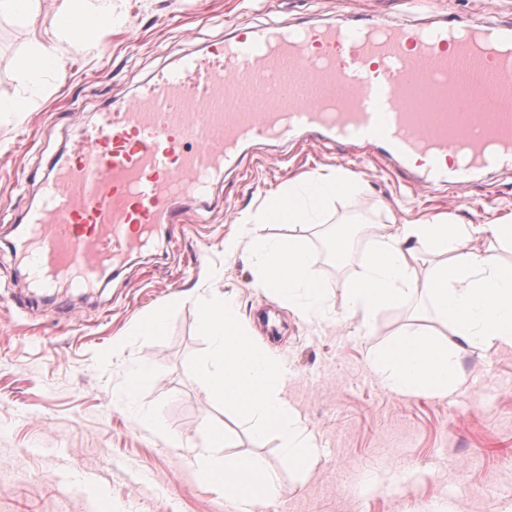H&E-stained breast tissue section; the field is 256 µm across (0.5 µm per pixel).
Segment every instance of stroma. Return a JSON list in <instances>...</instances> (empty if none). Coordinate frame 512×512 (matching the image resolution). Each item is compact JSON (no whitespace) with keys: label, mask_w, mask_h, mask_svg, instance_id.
Listing matches in <instances>:
<instances>
[{"label":"stroma","mask_w":512,"mask_h":512,"mask_svg":"<svg viewBox=\"0 0 512 512\" xmlns=\"http://www.w3.org/2000/svg\"><path fill=\"white\" fill-rule=\"evenodd\" d=\"M122 26L100 36L96 55L69 54L46 78L37 107L21 122H0V512H236L222 492L188 465L205 423L222 426L228 454L252 453L279 471L280 498L263 512H497L512 505V347L469 348L459 356L463 382L451 395L399 396L370 366L373 351L405 329L439 340L449 326L421 294L375 315L352 317L342 281L357 276L374 242L394 225L439 215L486 224L512 214V172L484 170L462 189L423 187L358 143L330 136L243 147L236 169L189 200L148 251L115 276L66 301L31 294L11 243L15 219L38 204L40 183L99 112L125 103L159 71L176 68L239 30L313 23L358 25L405 19L438 25L495 17L512 27V0H124ZM30 35L0 21V93L20 88L17 60ZM355 177L329 202L321 224L301 229L310 251L326 230L349 223L352 252L342 272L320 269L327 317L307 318L256 288L257 260L241 240V213L303 176ZM240 239L235 255L224 242ZM234 295L257 343L276 350L288 371V398L320 450L308 477L284 466L275 437L255 438L220 408L189 371L207 343L194 304H178L166 339L128 342L135 326L175 294L197 286ZM113 355L99 368L96 355ZM151 363L140 410L167 436L136 425L112 393L136 362Z\"/></svg>","instance_id":"stroma-1"}]
</instances>
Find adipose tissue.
Returning a JSON list of instances; mask_svg holds the SVG:
<instances>
[{
  "label": "adipose tissue",
  "instance_id": "obj_1",
  "mask_svg": "<svg viewBox=\"0 0 512 512\" xmlns=\"http://www.w3.org/2000/svg\"><path fill=\"white\" fill-rule=\"evenodd\" d=\"M42 10L43 0H0V17L21 29L43 32L31 42L23 63V94L0 97L1 117L22 119L40 98L45 77L62 70L64 49L95 51L101 32L123 21L121 0H55L52 22L46 29L39 26ZM302 184V191L269 197L255 217L243 219L241 228L260 260L256 287L276 291L289 307L320 319L325 287L317 275L314 254L299 236L269 239L261 235L260 228L265 224H315L320 202L350 191L352 184L331 172L305 177ZM485 235L512 244V216L493 224H454L443 218L399 224L375 242L363 271L344 282L350 309L362 319L423 292L452 330L445 344L404 330L374 351L370 364L390 391L403 396L450 395L461 383L460 352L476 346H512V264L495 253L472 248V241ZM418 253L435 260L423 281L411 265ZM226 446L223 429L204 426L202 444L190 458L202 482L244 507L280 496L277 471L249 454L226 457Z\"/></svg>",
  "mask_w": 512,
  "mask_h": 512
}]
</instances>
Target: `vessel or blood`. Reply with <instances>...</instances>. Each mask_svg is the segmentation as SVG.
Returning <instances> with one entry per match:
<instances>
[{"label": "vessel or blood", "mask_w": 512, "mask_h": 512, "mask_svg": "<svg viewBox=\"0 0 512 512\" xmlns=\"http://www.w3.org/2000/svg\"><path fill=\"white\" fill-rule=\"evenodd\" d=\"M329 133L425 183L512 170V32L498 21L239 31L99 113L13 244L33 287L93 288L176 223L243 144ZM463 140L460 162L441 159Z\"/></svg>", "instance_id": "1"}]
</instances>
